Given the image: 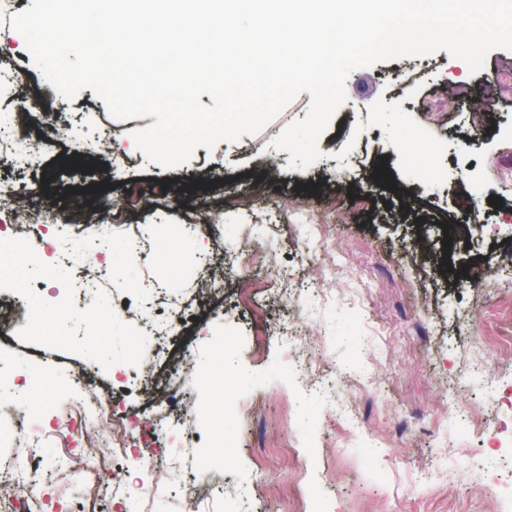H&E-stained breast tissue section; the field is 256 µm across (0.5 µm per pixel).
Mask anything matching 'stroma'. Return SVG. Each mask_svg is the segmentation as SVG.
Segmentation results:
<instances>
[{
	"label": "stroma",
	"mask_w": 512,
	"mask_h": 512,
	"mask_svg": "<svg viewBox=\"0 0 512 512\" xmlns=\"http://www.w3.org/2000/svg\"><path fill=\"white\" fill-rule=\"evenodd\" d=\"M509 59L512 51L493 50L473 75L439 51L417 59L419 77L402 96L400 61L353 71L347 100L320 138L322 157L304 171L289 169V153L273 141L307 115L306 92L259 133L197 148L185 164L165 169L126 139L153 117L117 120L88 88L64 97L10 20H0V67L22 74L21 82L0 84V113L33 100L38 112L65 115L71 140L112 145L96 164H78L47 125L39 166L0 164V182L63 216L76 204L92 211L93 222L63 224L73 242L93 240L109 218L144 225L163 243L142 265L131 262L124 239L105 245L108 288L95 303L77 290L76 269L60 261L31 267L24 290L0 277L1 302L38 312L0 340V392L21 384L36 393L25 422L36 438L63 424L55 389L83 368L109 391L110 410L128 413L141 429L159 401L133 373L135 361L152 364L162 390L184 365L197 372L167 400L172 421L154 448L172 466L168 493L142 502L132 466L128 492L104 494L99 512H187L183 486L195 477L212 489L199 512H493L488 483L508 477L501 461L512 456V434L439 417L449 383H461L480 406L491 400L486 379L512 378L495 362L481 380L469 368L473 341L492 351L512 343V287L480 309L475 288L458 276L466 265L499 280L493 257L512 255V228L502 224L512 215V98L500 102L477 149L463 145L467 112ZM462 81L472 87L465 99L454 91ZM382 162L395 190L373 178ZM152 185L163 195L127 209ZM250 192L252 209L224 208L225 197ZM474 197L486 202V226L454 246L452 270L443 272V227L464 222ZM492 197L500 207L489 205ZM320 209L334 225L323 243L305 219ZM206 218L210 233H197ZM244 251L256 257L246 269L237 263ZM327 252L341 261L334 286L310 292ZM210 262L223 264L224 277L204 308L195 288ZM243 277L253 283L244 294ZM302 285L300 304L287 302L285 287ZM288 328L329 337L319 369L357 375L349 419H332L326 399L278 373L288 362L281 341ZM228 336L236 340L229 350ZM49 358L54 367H46ZM317 415L322 424H314ZM189 443L200 468L176 463Z\"/></svg>",
	"instance_id": "stroma-1"
}]
</instances>
